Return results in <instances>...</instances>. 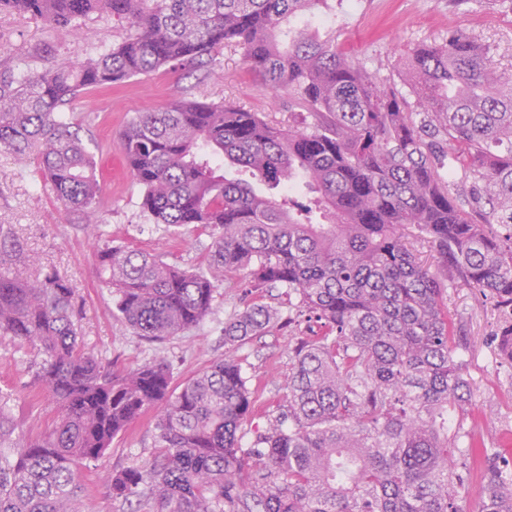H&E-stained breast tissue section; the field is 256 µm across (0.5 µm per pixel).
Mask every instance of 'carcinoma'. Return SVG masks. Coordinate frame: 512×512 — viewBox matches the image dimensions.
Segmentation results:
<instances>
[{"mask_svg":"<svg viewBox=\"0 0 512 512\" xmlns=\"http://www.w3.org/2000/svg\"><path fill=\"white\" fill-rule=\"evenodd\" d=\"M327 0H0V12L81 29L105 14L129 34L75 66L0 69V151L35 159L58 202L97 227L95 156L65 108L162 68L243 50L261 82L297 95L307 119L282 127L261 113L184 96L136 113L119 147L153 224L210 231L206 270L105 246L99 273L134 332L162 342L200 324L217 288H283L293 350L285 404L242 443L254 413L239 347L277 325L279 311L244 294L224 322V357L172 387L163 358L135 368L103 362L79 342L83 311L54 272L32 279L0 231V336L39 350L41 387L57 420L32 438L0 394V512H84L76 467L158 410L152 461L112 473V501L133 512H464L463 475L481 466L477 512H512V468L464 424L472 398L444 303L454 269L507 316L498 337L512 364V80L463 32L418 47L407 79L418 112L290 19ZM420 120L413 119V115ZM461 173L456 191L440 170ZM265 186L255 189L254 183ZM435 252L415 253L411 234Z\"/></svg>","mask_w":512,"mask_h":512,"instance_id":"cac0c4a2","label":"carcinoma"}]
</instances>
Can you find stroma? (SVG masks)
I'll use <instances>...</instances> for the list:
<instances>
[{"label":"stroma","instance_id":"35a3bbf8","mask_svg":"<svg viewBox=\"0 0 512 512\" xmlns=\"http://www.w3.org/2000/svg\"><path fill=\"white\" fill-rule=\"evenodd\" d=\"M320 34L336 37L339 49L369 74L395 90L407 103L415 97L405 82L408 57L423 44L440 43L462 30L490 47L502 72L512 74V0H339L334 11L308 17ZM91 40L64 29L46 27L39 19L0 12V66L47 67L67 59L83 62L119 43L128 33L125 20L93 19ZM188 95L224 101L263 113L272 123L298 124L300 109L293 94L262 85L244 63L241 50L225 46L215 61L129 79L112 93L90 92L68 111L83 128L96 155L102 186L99 218L102 237L86 228L80 212L65 209L37 162L19 167L10 153L0 152V227L10 228L25 255L36 258L31 276L57 273L75 290L85 317L80 340L105 362L136 366L157 357L171 365L174 385L206 369L224 354V323L240 308L246 292L240 278L218 288L210 313L194 329L161 343L137 336L115 310L112 291L98 275V251L104 245L163 255L169 263L205 268L213 242L208 231L191 226L178 230L146 221L139 207V188L124 168L117 146L119 132L137 112L154 109ZM450 317L468 344L460 353L464 374L473 389L467 422L497 458L512 459V364L499 354L496 337L507 319L493 299L449 278L444 298ZM300 328L281 327L254 338L238 352L253 379L258 413L243 430L254 434L267 413L281 404L292 367V349ZM40 357L29 343L0 337V392L15 394L12 414L32 436L49 432L55 407L45 392L29 394L32 370ZM153 416L117 435L105 455L81 469L82 498L93 512H123L104 484L107 473L142 465L155 453Z\"/></svg>","mask_w":512,"mask_h":512}]
</instances>
